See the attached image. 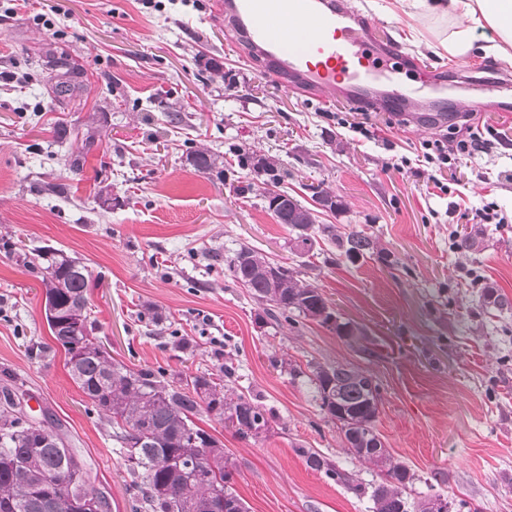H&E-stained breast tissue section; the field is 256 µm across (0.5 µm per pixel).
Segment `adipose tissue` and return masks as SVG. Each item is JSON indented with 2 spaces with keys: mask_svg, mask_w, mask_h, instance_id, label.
Segmentation results:
<instances>
[{
  "mask_svg": "<svg viewBox=\"0 0 512 512\" xmlns=\"http://www.w3.org/2000/svg\"><path fill=\"white\" fill-rule=\"evenodd\" d=\"M396 5L413 19L452 17L462 21V28L440 41L451 56H467L475 29L488 26L497 32L498 40L486 45L485 53L512 58V0H396Z\"/></svg>",
  "mask_w": 512,
  "mask_h": 512,
  "instance_id": "ef3b65f1",
  "label": "adipose tissue"
}]
</instances>
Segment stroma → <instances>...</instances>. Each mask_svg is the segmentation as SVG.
<instances>
[{"label": "stroma", "mask_w": 512, "mask_h": 512, "mask_svg": "<svg viewBox=\"0 0 512 512\" xmlns=\"http://www.w3.org/2000/svg\"><path fill=\"white\" fill-rule=\"evenodd\" d=\"M216 3L26 0L9 14L0 0V71L22 77L0 86V380L21 379L32 420L59 424L111 512H133L112 427L50 335L41 275L12 253L49 244L86 265L95 334L112 358L185 376L226 368L225 388L261 396L272 415L267 437L242 439L207 413L196 418L223 443L230 484L249 512H374L369 491L383 473L348 455L321 412L313 378L325 363L353 365L379 384L376 428L415 474L410 504L441 495L449 512H512V223L462 218L485 202L512 216V110L489 106L471 118L507 140L464 168L450 192L393 166L417 162L424 142L449 134L482 99L473 80L512 73L482 51L496 32L477 29L471 53L455 58L439 45L443 25L411 30L394 0H348L394 46L402 82L448 76L447 119L375 108L364 137L336 121L357 105L302 96L265 72L234 42ZM38 14L51 27L36 24ZM62 58L79 73L66 98L53 93ZM176 108L179 124L168 118ZM241 146L276 161L281 190L303 205L315 207L314 190L329 192L339 207H315L317 224L340 235L363 230L374 252L351 261L320 238L303 263L266 207L261 177L239 166ZM200 147L219 155L222 173L192 166L188 155ZM463 233L476 239L467 252L452 247ZM243 245L300 270L369 343L350 344L309 319L270 318L226 266ZM213 250L222 264L210 265ZM149 307L159 324L139 319ZM308 448L347 481L311 469Z\"/></svg>", "instance_id": "obj_1"}]
</instances>
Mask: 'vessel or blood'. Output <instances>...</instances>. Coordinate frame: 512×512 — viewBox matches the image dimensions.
<instances>
[{
	"label": "vessel or blood",
	"instance_id": "obj_1",
	"mask_svg": "<svg viewBox=\"0 0 512 512\" xmlns=\"http://www.w3.org/2000/svg\"><path fill=\"white\" fill-rule=\"evenodd\" d=\"M221 11L269 71L293 89L312 97L338 93L356 105L379 104L405 111L412 100L428 97L431 111L442 112V74L414 89L373 85L380 61L391 45L373 44L371 19L351 11L343 0H221Z\"/></svg>",
	"mask_w": 512,
	"mask_h": 512
}]
</instances>
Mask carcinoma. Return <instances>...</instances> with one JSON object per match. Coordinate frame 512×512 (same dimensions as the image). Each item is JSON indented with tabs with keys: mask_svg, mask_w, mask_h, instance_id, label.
Masks as SVG:
<instances>
[{
	"mask_svg": "<svg viewBox=\"0 0 512 512\" xmlns=\"http://www.w3.org/2000/svg\"><path fill=\"white\" fill-rule=\"evenodd\" d=\"M238 163L263 176L267 208L277 222L294 232L292 249L307 255L316 242L309 230L316 222L314 210L279 189L276 164L246 149L237 150ZM199 172L215 170L217 156L206 149L190 156ZM353 260L375 249L372 236L351 230L336 235L331 225L319 228ZM27 266L41 273L45 318L52 338L67 355L69 374L92 407L112 423V440L127 462L131 477L133 512H224V500L248 512L246 502L226 483L227 461L223 444L194 420L200 407L234 430L241 438L270 429L271 416L260 400L243 392L224 391L213 372L184 379L162 369H131L102 351L93 336L88 298V275L77 257L46 245L23 253ZM236 282L253 298L266 302L275 314L290 320L297 315L316 319L328 308L317 287L300 278V271L275 262L243 245L228 262ZM320 410L336 424L348 454L372 461L385 469L384 481L372 491L374 512H408L406 491L415 474L390 455L370 456L369 434L376 429L381 401L377 383L346 365H318L314 370ZM311 468L331 479L346 475L311 449L305 450ZM213 473V482L197 479V468ZM103 505L106 495L88 485V469L68 447L53 424L32 428L16 402L15 386H0V512H68L70 497Z\"/></svg>",
	"mask_w": 512,
	"mask_h": 512,
	"instance_id": "cac0c4a2",
	"label": "carcinoma"
}]
</instances>
